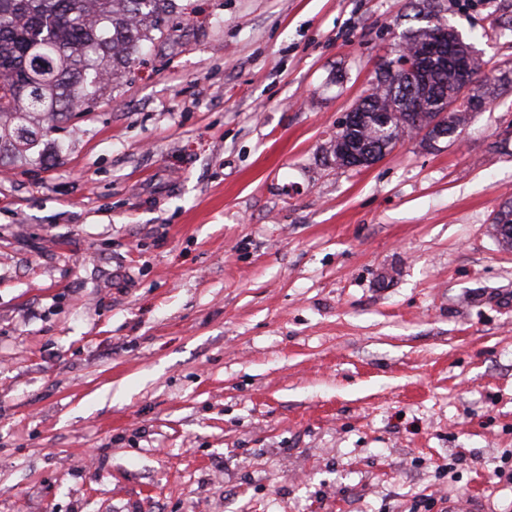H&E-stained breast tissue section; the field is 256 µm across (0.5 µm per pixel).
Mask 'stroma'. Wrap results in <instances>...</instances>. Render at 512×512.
I'll list each match as a JSON object with an SVG mask.
<instances>
[{
    "label": "stroma",
    "mask_w": 512,
    "mask_h": 512,
    "mask_svg": "<svg viewBox=\"0 0 512 512\" xmlns=\"http://www.w3.org/2000/svg\"><path fill=\"white\" fill-rule=\"evenodd\" d=\"M182 3L0 163V512H512V0ZM429 22L485 107L336 163ZM494 229L502 246L512 248V206L501 209L494 221Z\"/></svg>",
    "instance_id": "obj_1"
}]
</instances>
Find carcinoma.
Here are the masks:
<instances>
[{
	"mask_svg": "<svg viewBox=\"0 0 512 512\" xmlns=\"http://www.w3.org/2000/svg\"><path fill=\"white\" fill-rule=\"evenodd\" d=\"M176 0H0V161L41 163L62 144L49 133L87 111L141 51L164 35L161 20ZM448 59L436 60L411 91L383 74L354 110L358 126L346 132L361 155H381L403 140L418 112L442 108L459 90L460 50L471 47L448 29ZM376 112L389 113L385 128ZM494 229L512 248V206L500 210Z\"/></svg>",
	"mask_w": 512,
	"mask_h": 512,
	"instance_id": "cac0c4a2",
	"label": "carcinoma"
}]
</instances>
